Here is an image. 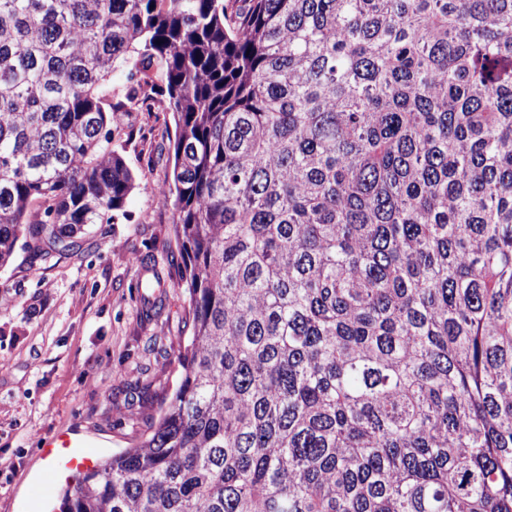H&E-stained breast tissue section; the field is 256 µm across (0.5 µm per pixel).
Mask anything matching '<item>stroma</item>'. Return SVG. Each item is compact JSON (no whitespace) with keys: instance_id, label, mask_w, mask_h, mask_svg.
Wrapping results in <instances>:
<instances>
[{"instance_id":"1","label":"stroma","mask_w":512,"mask_h":512,"mask_svg":"<svg viewBox=\"0 0 512 512\" xmlns=\"http://www.w3.org/2000/svg\"><path fill=\"white\" fill-rule=\"evenodd\" d=\"M122 125L136 176L128 219L94 225L74 254L45 262L20 245L0 267V512H56L42 496L43 439L72 432L106 459L146 436L179 381L188 302L169 266L172 209L153 192L170 174L175 125L168 112H128ZM145 255L168 276L149 317Z\"/></svg>"}]
</instances>
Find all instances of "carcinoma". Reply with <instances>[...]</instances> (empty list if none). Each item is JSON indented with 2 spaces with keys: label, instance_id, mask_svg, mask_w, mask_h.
<instances>
[{
  "label": "carcinoma",
  "instance_id": "cac0c4a2",
  "mask_svg": "<svg viewBox=\"0 0 512 512\" xmlns=\"http://www.w3.org/2000/svg\"><path fill=\"white\" fill-rule=\"evenodd\" d=\"M160 101L192 334L61 512H512V0H0V267Z\"/></svg>",
  "mask_w": 512,
  "mask_h": 512
}]
</instances>
